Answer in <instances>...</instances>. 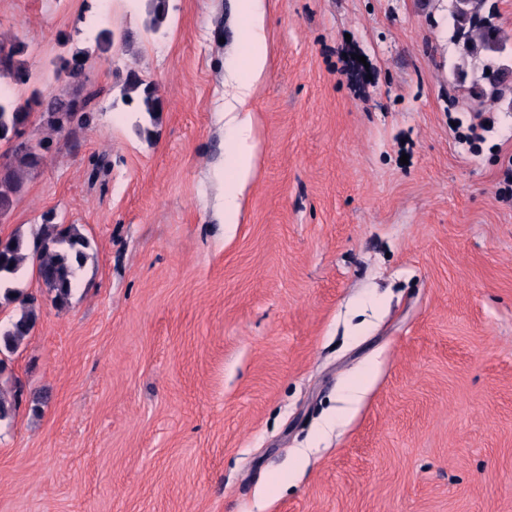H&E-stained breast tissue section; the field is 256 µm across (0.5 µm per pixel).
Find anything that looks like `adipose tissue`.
<instances>
[{"label": "adipose tissue", "instance_id": "adipose-tissue-1", "mask_svg": "<svg viewBox=\"0 0 512 512\" xmlns=\"http://www.w3.org/2000/svg\"><path fill=\"white\" fill-rule=\"evenodd\" d=\"M265 0H238L237 20L240 31L239 72L233 77V92L224 105V120L230 132V151L234 174L224 190V221L237 223L240 201L254 169V131L245 116L247 103L255 96L269 66L265 28Z\"/></svg>", "mask_w": 512, "mask_h": 512}]
</instances>
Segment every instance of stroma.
Returning <instances> with one entry per match:
<instances>
[{"mask_svg": "<svg viewBox=\"0 0 512 512\" xmlns=\"http://www.w3.org/2000/svg\"><path fill=\"white\" fill-rule=\"evenodd\" d=\"M267 2L228 224L237 0H168L158 31L112 0L104 53L95 0H0L31 75L0 85L88 101L65 138L32 114L52 149L0 239L54 213L89 241L66 304L22 281L0 512H512V92L470 99L449 0ZM78 50L84 79H56ZM144 85L142 80L134 73L130 74L125 83L127 91L137 92L140 98V108L145 112L151 120H154L158 112H161V101L155 95V91L149 86Z\"/></svg>", "mask_w": 512, "mask_h": 512, "instance_id": "1", "label": "stroma"}]
</instances>
